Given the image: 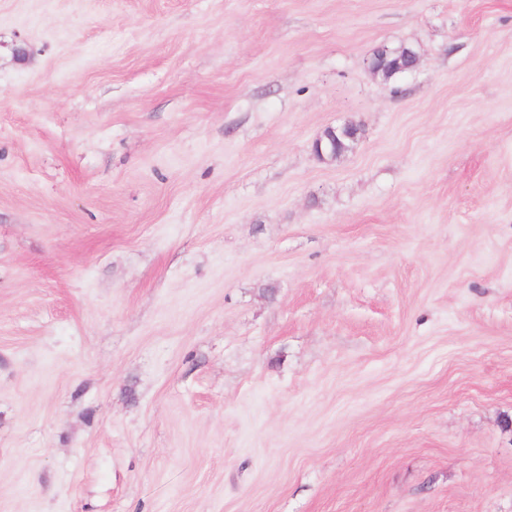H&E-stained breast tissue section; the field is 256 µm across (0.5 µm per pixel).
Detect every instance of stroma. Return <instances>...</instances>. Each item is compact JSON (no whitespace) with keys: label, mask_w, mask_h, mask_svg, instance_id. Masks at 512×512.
Masks as SVG:
<instances>
[{"label":"stroma","mask_w":512,"mask_h":512,"mask_svg":"<svg viewBox=\"0 0 512 512\" xmlns=\"http://www.w3.org/2000/svg\"><path fill=\"white\" fill-rule=\"evenodd\" d=\"M0 512H512V0H0ZM403 58H409L411 64L400 65ZM418 57L415 52L406 46H391L382 44L374 49L369 58V69L375 74H381L389 79L396 74L405 75L418 67ZM328 128L333 132L335 139L337 134L343 138H347L336 140V154H341V156L349 152L350 149H347V147L344 148V146L349 145V140L351 141V148L353 149L354 145L357 144L363 136L361 127L353 121H346L336 127L332 126Z\"/></svg>","instance_id":"stroma-1"}]
</instances>
